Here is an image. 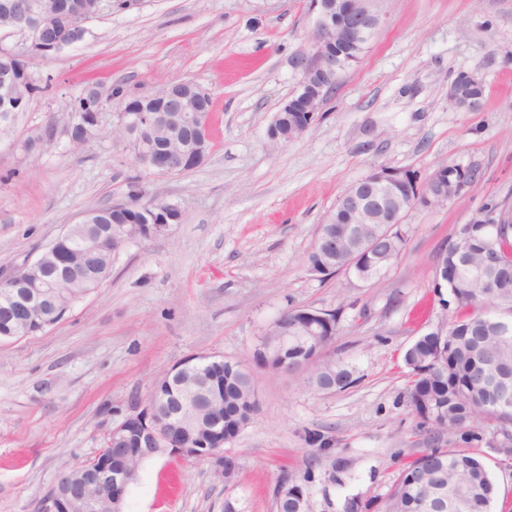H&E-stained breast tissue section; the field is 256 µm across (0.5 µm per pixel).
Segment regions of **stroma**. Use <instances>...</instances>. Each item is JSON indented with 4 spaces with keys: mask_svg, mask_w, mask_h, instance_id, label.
Instances as JSON below:
<instances>
[{
    "mask_svg": "<svg viewBox=\"0 0 512 512\" xmlns=\"http://www.w3.org/2000/svg\"><path fill=\"white\" fill-rule=\"evenodd\" d=\"M308 0H103L82 41L30 65L38 86L0 140V274L20 265L88 209L127 199L140 177L177 204L181 223L128 243L109 278L60 323L0 345V512H38L65 464L102 448L129 406L166 369L199 355L242 361L284 311L337 315L327 357L356 380L321 394L295 378L253 373L259 409L224 448L233 485L179 455L144 462L124 512H273L287 472L307 475L308 512H366L427 448L404 400L406 349L456 318L437 285L439 256L484 205L512 206V0H385L360 59L341 72L312 128L272 145L267 128L297 88V54L313 18ZM478 75V110L448 88ZM189 81L213 99L211 147L179 175L138 173L110 132L107 105L93 139L73 149L64 125L41 140L50 114L89 82L126 96ZM478 181L446 206L418 208L407 241L377 280L311 273L318 226L377 167L429 177L440 165ZM320 434L329 447L312 445ZM497 486L492 512H512V452L479 446Z\"/></svg>",
    "mask_w": 512,
    "mask_h": 512,
    "instance_id": "1",
    "label": "stroma"
}]
</instances>
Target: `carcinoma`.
Returning a JSON list of instances; mask_svg holds the SVG:
<instances>
[{
    "instance_id": "carcinoma-1",
    "label": "carcinoma",
    "mask_w": 512,
    "mask_h": 512,
    "mask_svg": "<svg viewBox=\"0 0 512 512\" xmlns=\"http://www.w3.org/2000/svg\"><path fill=\"white\" fill-rule=\"evenodd\" d=\"M372 35L359 44H339L336 54L343 67L360 59ZM182 96L191 101L194 112H164L154 96L132 99L137 109L157 112V118L143 125L125 139L124 131L112 126L113 138L131 144L138 140L151 146V152L136 162L145 172L157 170L156 163H167L165 172L181 173L199 167L210 148V94L196 84L183 86ZM129 204L114 207L109 204L87 210L102 224L112 225V232L121 233L130 224H155L162 211L167 223L182 220L181 210L174 204L148 196L138 181L129 185ZM70 247L77 266L93 265L111 271L112 254L108 251L85 252L83 240L88 229L81 224L71 225ZM460 240L445 249L442 285L453 294L459 317L448 325L446 342L438 345L430 335L418 337L404 353V363L412 380L405 392L407 406L418 419V430H440L448 434V447L432 448L428 454L414 458L398 474L396 481L379 505L381 512H419L418 502L423 493L436 489L453 497L459 492L468 495L464 512H491L496 498V485L486 466L469 449L479 445L493 446L497 437L512 443V397L490 387V365L497 359L512 361V323L501 332L483 328L498 315H512V231L503 232L494 240L497 265L481 271L485 256L475 249L472 263L460 259L457 250ZM347 253L330 252L324 243L316 242L307 263H321L342 269ZM55 289L60 312L51 322L62 321L71 306L90 292V286L77 279L59 280ZM22 296L10 295L0 288V336L17 339L31 336L25 323L16 313ZM319 346L308 336H295L283 355L267 354L261 346L251 351L255 365L270 371L286 372L302 378L314 388L330 384L344 389L354 381V369L342 360H323L318 357ZM211 399L200 403L180 386L173 387L169 406L180 415L170 424L181 429L184 438L203 433L213 411L224 410V419L232 429L251 422L258 411L257 401L246 375L236 365L224 362V370L210 372Z\"/></svg>"
}]
</instances>
